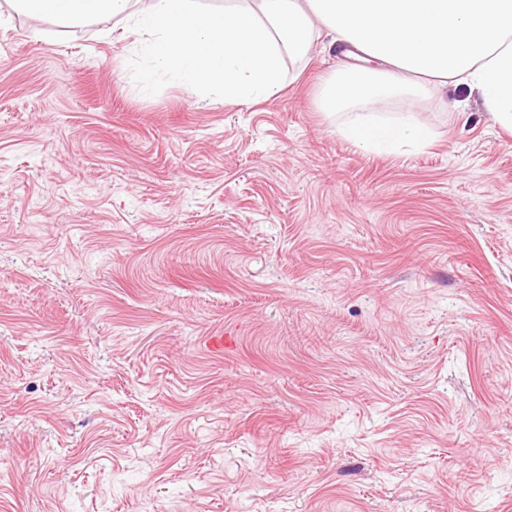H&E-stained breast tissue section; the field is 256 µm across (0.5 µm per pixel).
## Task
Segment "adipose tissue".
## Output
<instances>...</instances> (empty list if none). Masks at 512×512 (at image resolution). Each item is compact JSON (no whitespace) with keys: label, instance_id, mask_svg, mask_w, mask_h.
<instances>
[{"label":"adipose tissue","instance_id":"1","mask_svg":"<svg viewBox=\"0 0 512 512\" xmlns=\"http://www.w3.org/2000/svg\"><path fill=\"white\" fill-rule=\"evenodd\" d=\"M19 13L70 25L115 19L136 34L142 78L169 76L189 92L225 103L276 98L286 60L322 41L344 45L352 64L324 76L322 112L354 115L337 125L375 153L427 145L431 134L407 111L378 116L406 96L466 87L493 121L512 131V0H9Z\"/></svg>","mask_w":512,"mask_h":512}]
</instances>
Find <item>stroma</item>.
I'll return each mask as SVG.
<instances>
[{
	"instance_id": "obj_1",
	"label": "stroma",
	"mask_w": 512,
	"mask_h": 512,
	"mask_svg": "<svg viewBox=\"0 0 512 512\" xmlns=\"http://www.w3.org/2000/svg\"><path fill=\"white\" fill-rule=\"evenodd\" d=\"M133 41L0 23V512H512V132L451 88L379 155L335 52L228 104Z\"/></svg>"
}]
</instances>
